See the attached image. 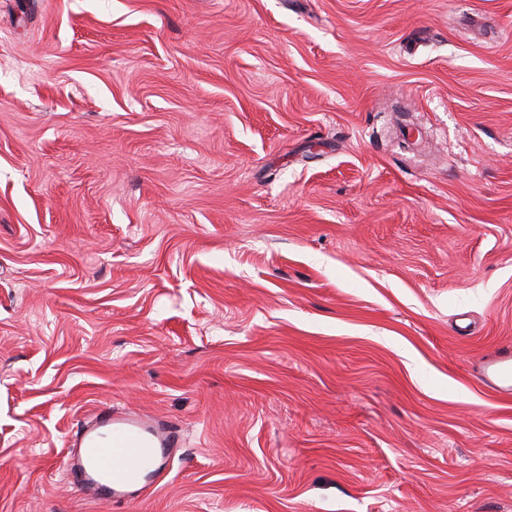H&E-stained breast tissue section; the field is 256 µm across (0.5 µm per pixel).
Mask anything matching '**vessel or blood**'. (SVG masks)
<instances>
[{"label":"vessel or blood","mask_w":512,"mask_h":512,"mask_svg":"<svg viewBox=\"0 0 512 512\" xmlns=\"http://www.w3.org/2000/svg\"><path fill=\"white\" fill-rule=\"evenodd\" d=\"M482 368L488 381L502 391L512 390L511 345L487 355ZM178 442L176 430L106 406L78 426L64 463L72 484L86 495L129 503L167 477L170 450Z\"/></svg>","instance_id":"obj_1"}]
</instances>
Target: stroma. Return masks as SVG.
I'll list each match as a JSON object with an SVG mask.
<instances>
[{"label": "stroma", "mask_w": 512, "mask_h": 512, "mask_svg": "<svg viewBox=\"0 0 512 512\" xmlns=\"http://www.w3.org/2000/svg\"><path fill=\"white\" fill-rule=\"evenodd\" d=\"M508 343L512 0H0V512H512ZM482 368L488 381L502 391L511 393L512 390V346L498 347L487 355ZM178 443L176 430L109 405L78 426L64 463L86 495L130 503L167 477L170 448Z\"/></svg>", "instance_id": "35a3bbf8"}]
</instances>
